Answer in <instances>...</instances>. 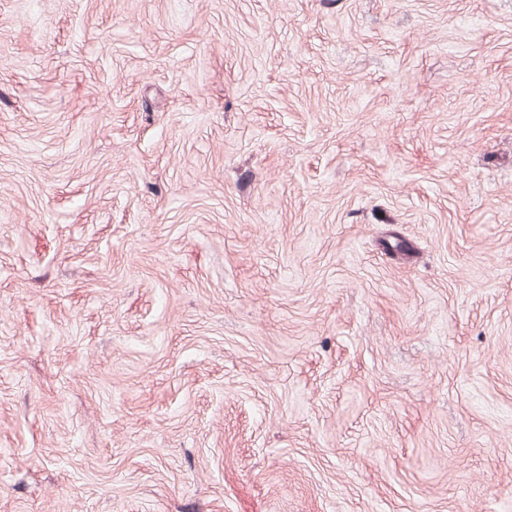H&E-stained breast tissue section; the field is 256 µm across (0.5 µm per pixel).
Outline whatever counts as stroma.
Here are the masks:
<instances>
[{
    "label": "stroma",
    "instance_id": "35a3bbf8",
    "mask_svg": "<svg viewBox=\"0 0 512 512\" xmlns=\"http://www.w3.org/2000/svg\"><path fill=\"white\" fill-rule=\"evenodd\" d=\"M0 512H512V0H0Z\"/></svg>",
    "mask_w": 512,
    "mask_h": 512
}]
</instances>
